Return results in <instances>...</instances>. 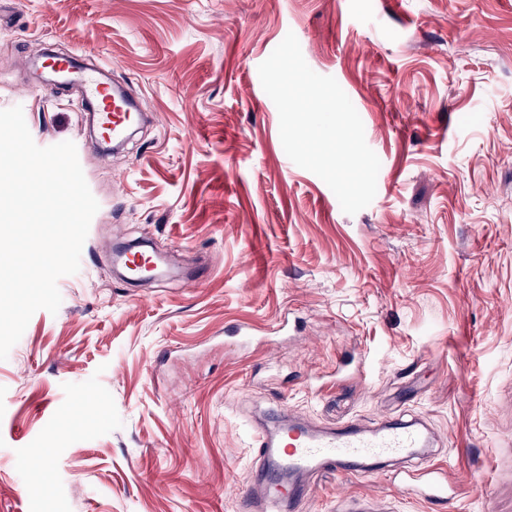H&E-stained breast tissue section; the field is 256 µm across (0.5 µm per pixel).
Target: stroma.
Masks as SVG:
<instances>
[{
    "label": "stroma",
    "instance_id": "35a3bbf8",
    "mask_svg": "<svg viewBox=\"0 0 512 512\" xmlns=\"http://www.w3.org/2000/svg\"><path fill=\"white\" fill-rule=\"evenodd\" d=\"M290 32L381 162L355 215L283 149L258 67ZM47 44L111 64L149 113L111 162L82 86L29 76ZM16 105L38 146L75 144L99 209L58 312L0 360V512H244L256 428L285 411L421 418L456 490L327 474L302 512L339 492L512 512V0H0ZM119 237L183 275L118 276Z\"/></svg>",
    "mask_w": 512,
    "mask_h": 512
}]
</instances>
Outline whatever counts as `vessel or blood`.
Here are the masks:
<instances>
[{
    "label": "vessel or blood",
    "mask_w": 512,
    "mask_h": 512,
    "mask_svg": "<svg viewBox=\"0 0 512 512\" xmlns=\"http://www.w3.org/2000/svg\"><path fill=\"white\" fill-rule=\"evenodd\" d=\"M88 96L100 104V121L112 141H122L140 109L122 87H103L92 75L83 78ZM428 444L420 424L396 418L364 427L344 424L317 430L295 421H285L275 432L256 435L260 465L253 472L244 494L248 508L278 512L282 502L301 507L312 492L311 478L325 472L386 477L411 498L430 504L453 497L446 466L427 463L405 471L387 468L394 457H412ZM336 512H376L369 496H340Z\"/></svg>",
    "instance_id": "obj_1"
}]
</instances>
